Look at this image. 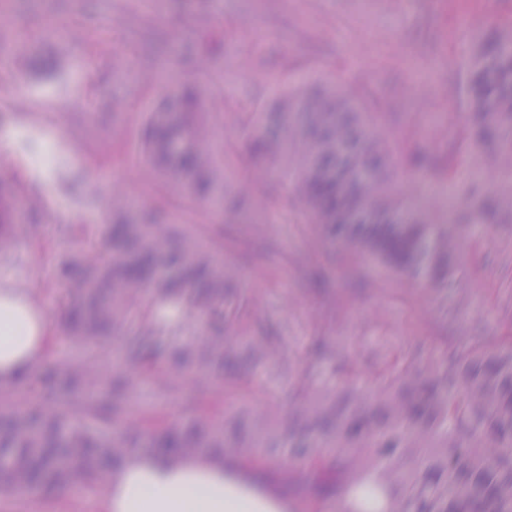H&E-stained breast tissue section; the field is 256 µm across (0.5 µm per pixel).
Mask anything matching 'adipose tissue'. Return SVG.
<instances>
[{
  "label": "adipose tissue",
  "instance_id": "ef3b65f1",
  "mask_svg": "<svg viewBox=\"0 0 512 512\" xmlns=\"http://www.w3.org/2000/svg\"><path fill=\"white\" fill-rule=\"evenodd\" d=\"M44 303L20 288L0 289V384L11 385L46 359L53 336ZM246 462L193 454L172 463L130 453L109 474L102 512H288V499L252 480Z\"/></svg>",
  "mask_w": 512,
  "mask_h": 512
}]
</instances>
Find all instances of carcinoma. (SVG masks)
I'll return each mask as SVG.
<instances>
[{"mask_svg":"<svg viewBox=\"0 0 512 512\" xmlns=\"http://www.w3.org/2000/svg\"><path fill=\"white\" fill-rule=\"evenodd\" d=\"M460 26L470 30L474 52L461 93L469 121L455 151L439 147L448 138L439 123L392 147L344 88L287 93L275 113L276 140L247 117L240 160L249 177L233 194L250 208L231 211L222 139L186 86L145 124L141 179L229 224H252L271 208L254 197L253 184L290 165L292 192L316 229L304 274L322 303L348 312L349 297L320 273L325 241L346 267L368 258L403 277L413 304L442 295L464 310L472 293L456 287L462 235L448 215L463 203L471 217L512 224V25L484 33L463 15ZM474 150L497 172L492 197L476 177L456 193ZM76 180L57 148L45 182ZM82 236L84 248L57 271L79 358L35 368L30 382L40 392L28 399L13 398V386L0 389L1 485L26 495L102 486L131 448L171 461L213 448L229 456L237 448H286L298 460L286 475L290 512H319L329 499L336 512H512V336L465 344L435 336L427 352L406 351L374 368L368 392L305 382L306 406L289 419L271 402L251 420L227 421L223 403L203 390L197 417L175 428L130 415L129 394L142 380L165 397L181 391L188 374L246 401L254 390L239 361L286 365V337L251 330L262 293L238 287L247 270L224 260L217 224L190 231L136 209L115 189L112 222ZM171 312L195 315V330L183 331ZM107 336L124 340L132 373H108ZM335 354L331 337H310L311 362ZM112 423L125 425L122 438L94 429Z\"/></svg>","mask_w":512,"mask_h":512,"instance_id":"1","label":"carcinoma"}]
</instances>
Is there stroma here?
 Returning a JSON list of instances; mask_svg holds the SVG:
<instances>
[{"mask_svg":"<svg viewBox=\"0 0 512 512\" xmlns=\"http://www.w3.org/2000/svg\"><path fill=\"white\" fill-rule=\"evenodd\" d=\"M0 0V99L10 122L0 139L20 144L30 127L67 150L79 175L76 192L56 191L51 213L21 211L27 236L0 255V285L41 296L51 323L60 319L46 279L60 260L78 251L83 239L61 232L64 224L96 232L109 213L98 201L103 180H118L138 194L141 205L165 199L140 180L139 130L161 95L172 85L155 82L163 70L207 90L205 104L223 114L225 142L246 139L242 118L263 113L280 86L303 88L335 83L371 90L390 137L415 132L421 113L434 112L449 128L466 126L467 112L448 109L449 91L459 88L470 43L455 30L459 14L491 31L512 23V0ZM31 43L26 57L13 55L19 41ZM224 51V72L200 74L195 60L214 48ZM257 197H273L261 224H228L225 239L238 240L225 251L238 264L253 259L249 287L261 289L263 308L255 328L279 327L288 338L292 362L285 368L248 364L245 371L260 395L256 407L275 400L281 415L298 406L294 387L302 379L336 383V363L311 365L307 342L323 333L339 342L343 354L361 353L376 365V348L400 352L429 347L410 335L412 314L397 279L369 267L364 274L381 288L355 293L354 311L315 327L310 316L319 302L303 285V261L312 227L305 208L286 186L261 183ZM456 263L457 285L475 300L466 315L485 339L512 334V224H465ZM67 332L55 335L51 363H63ZM50 512H100V489H59L41 497Z\"/></svg>","mask_w":512,"mask_h":512,"instance_id":"obj_1","label":"stroma"}]
</instances>
